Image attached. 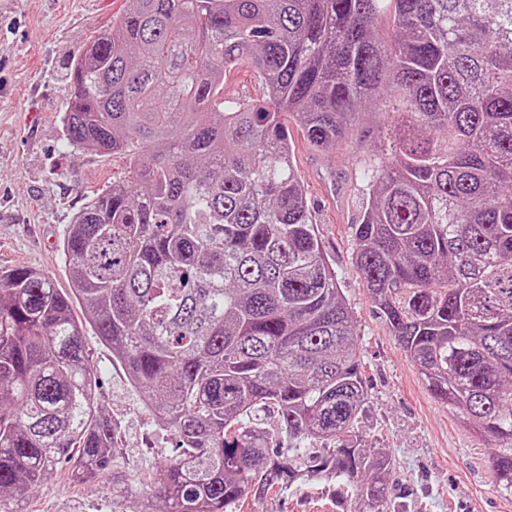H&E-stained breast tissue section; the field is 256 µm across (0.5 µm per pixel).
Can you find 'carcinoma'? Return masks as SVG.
Listing matches in <instances>:
<instances>
[{
  "label": "carcinoma",
  "instance_id": "cac0c4a2",
  "mask_svg": "<svg viewBox=\"0 0 512 512\" xmlns=\"http://www.w3.org/2000/svg\"><path fill=\"white\" fill-rule=\"evenodd\" d=\"M243 65L264 103L224 98ZM69 84V143L129 170L63 239L71 292L0 272V512L62 463L81 481L117 458L89 327L175 436L162 512H237L316 478L353 512H391L288 139L294 120L329 149L387 97L395 140L368 160L353 264L431 395L497 442L492 479L512 491V0H128Z\"/></svg>",
  "mask_w": 512,
  "mask_h": 512
}]
</instances>
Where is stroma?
<instances>
[{
	"label": "stroma",
	"mask_w": 512,
	"mask_h": 512,
	"mask_svg": "<svg viewBox=\"0 0 512 512\" xmlns=\"http://www.w3.org/2000/svg\"><path fill=\"white\" fill-rule=\"evenodd\" d=\"M123 6L124 0H0V269L38 268L64 292L67 228L88 196L128 168L123 155L68 145L61 117L70 65ZM390 109L374 102L373 115L357 116L327 151L312 147L297 124L289 126L313 221L357 333L369 395L360 433L391 457L388 496L396 512H512V492L491 479L493 441L433 399L351 260L353 226L367 196L363 168L389 146ZM85 350L98 372L97 400L118 426L115 477L122 484L113 486L108 476L78 482L64 468L49 488L25 498L24 512H143L141 489L175 446L94 331L86 333ZM240 512H349V506L338 500L335 483L322 480L246 499Z\"/></svg>",
	"instance_id": "stroma-1"
}]
</instances>
